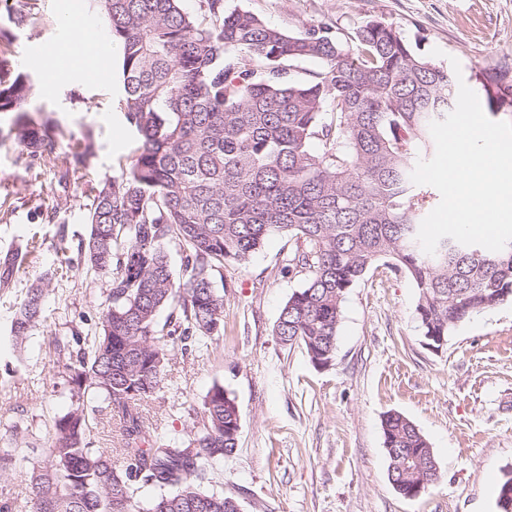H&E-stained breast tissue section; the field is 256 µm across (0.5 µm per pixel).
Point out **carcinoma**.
Here are the masks:
<instances>
[{
  "instance_id": "obj_1",
  "label": "carcinoma",
  "mask_w": 512,
  "mask_h": 512,
  "mask_svg": "<svg viewBox=\"0 0 512 512\" xmlns=\"http://www.w3.org/2000/svg\"><path fill=\"white\" fill-rule=\"evenodd\" d=\"M121 47L119 106L139 144L109 183L89 178L90 146H61V131L27 108L33 85L10 68L0 31V112L15 113L33 157L79 180L90 199L84 266L109 275L101 326L54 337L68 352L75 404L53 420L48 462L30 473L24 512H241L207 489L212 463L234 453L240 413L222 385L205 395L187 439L144 425L159 399L168 356L224 334V295L213 274L247 264L272 236L294 244L283 270L303 285L273 333L307 356L335 359L342 305L376 265L417 289L422 335L448 338L471 315L512 300V243L499 252L416 240L426 196L410 174L432 146L429 123L456 105L455 73L419 56L401 33L370 19L342 39L326 19L292 33L224 0H94ZM304 61L319 69L292 76ZM178 247L180 272L168 247ZM52 278L29 288L12 321L16 342L37 328ZM168 311L165 320L160 313ZM123 420L119 458L94 447L96 417ZM388 458H414L408 481L436 462L426 438L398 412L382 422ZM19 439L0 449V471ZM512 468L499 478L500 512H512Z\"/></svg>"
}]
</instances>
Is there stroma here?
Masks as SVG:
<instances>
[{
	"label": "stroma",
	"instance_id": "stroma-1",
	"mask_svg": "<svg viewBox=\"0 0 512 512\" xmlns=\"http://www.w3.org/2000/svg\"><path fill=\"white\" fill-rule=\"evenodd\" d=\"M293 32L328 18L340 35L380 18L429 57L438 48L457 58L465 83L482 93L488 77L512 85V0H225ZM31 22H14L19 9ZM94 18L92 0H0V30L13 37L12 65L34 90L31 110L62 131L63 142L90 143L89 175L119 177V161L135 137L117 107L119 67L97 31L93 49L106 72L43 88L48 47L64 16ZM0 112V264L23 250L22 267L0 287V445L20 423L24 459L0 474V498L25 502L27 474L45 464L54 417L72 406L68 377L53 336L73 323L100 325L109 277L79 266L62 269L59 239L77 248L88 236L90 201L80 182L60 187L54 171L30 158ZM55 219H47V212ZM292 248L269 239L242 267L224 266L214 286L224 295V334L190 352L173 350L164 401L149 421L184 438L213 385L234 397L241 417L236 452L214 464V490L237 499L243 512H498L497 480L512 468V300L458 323L433 351L415 318L416 290L402 274L371 270L344 300L336 358L317 369L297 347L272 333L301 277L282 273ZM53 279L45 318L22 344L11 323L27 288L43 273ZM398 412L427 439L439 480L415 498L399 495L389 476L382 420Z\"/></svg>",
	"mask_w": 512,
	"mask_h": 512
}]
</instances>
